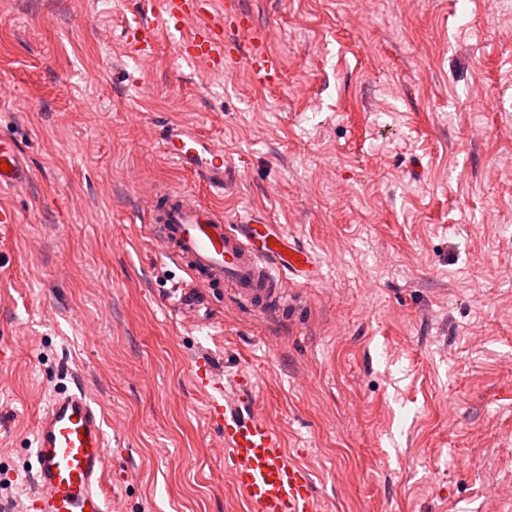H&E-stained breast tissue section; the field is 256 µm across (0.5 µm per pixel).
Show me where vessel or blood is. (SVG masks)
<instances>
[{"mask_svg": "<svg viewBox=\"0 0 512 512\" xmlns=\"http://www.w3.org/2000/svg\"><path fill=\"white\" fill-rule=\"evenodd\" d=\"M213 7L214 0H161L167 22L178 25L189 17L203 21L192 37L178 40L180 53L220 67L224 27L210 22ZM265 44V35L252 24L237 25L235 52L246 58L261 83L279 71ZM157 149L192 178L223 191L228 169L224 148L197 129L168 125ZM2 162L10 169L0 170V187L16 188L31 180L29 166L5 138H0ZM147 221L159 253L184 273L172 282L166 300L190 326L213 325L211 294L221 287L233 307L282 320L300 316L304 306L298 289L319 279L317 256L259 209L228 217L193 192L172 187L155 194ZM196 377L205 419L224 440V468L247 512H322L311 471L260 415L252 379H224L204 358L196 362ZM34 452L29 512H109L103 489L109 443L101 413L83 385L51 397L36 427Z\"/></svg>", "mask_w": 512, "mask_h": 512, "instance_id": "obj_1", "label": "vessel or blood"}]
</instances>
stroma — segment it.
Wrapping results in <instances>:
<instances>
[{
  "label": "stroma",
  "mask_w": 512,
  "mask_h": 512,
  "mask_svg": "<svg viewBox=\"0 0 512 512\" xmlns=\"http://www.w3.org/2000/svg\"><path fill=\"white\" fill-rule=\"evenodd\" d=\"M156 2L0 0V134L33 171L0 188V507L79 376L112 512H243L194 380L208 352L255 377L323 512H512V0H239L281 61L263 85L181 59ZM172 121L223 145V192L158 154ZM179 186L317 254L306 315L172 317L144 209Z\"/></svg>",
  "instance_id": "obj_1"
}]
</instances>
